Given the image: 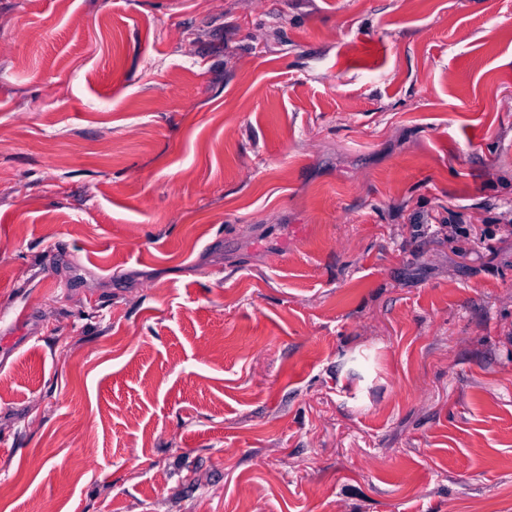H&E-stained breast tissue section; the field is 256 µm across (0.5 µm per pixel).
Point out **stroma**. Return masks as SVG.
<instances>
[{
	"label": "stroma",
	"mask_w": 512,
	"mask_h": 512,
	"mask_svg": "<svg viewBox=\"0 0 512 512\" xmlns=\"http://www.w3.org/2000/svg\"><path fill=\"white\" fill-rule=\"evenodd\" d=\"M0 512H512V0H0Z\"/></svg>",
	"instance_id": "stroma-1"
}]
</instances>
